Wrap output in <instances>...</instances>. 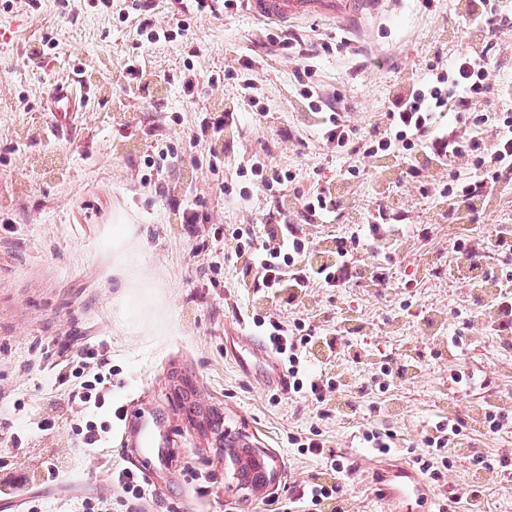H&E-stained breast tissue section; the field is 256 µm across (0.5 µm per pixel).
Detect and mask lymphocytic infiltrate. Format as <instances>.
Here are the masks:
<instances>
[{"instance_id": "1", "label": "lymphocytic infiltrate", "mask_w": 512, "mask_h": 512, "mask_svg": "<svg viewBox=\"0 0 512 512\" xmlns=\"http://www.w3.org/2000/svg\"><path fill=\"white\" fill-rule=\"evenodd\" d=\"M119 18L124 23L134 22L137 31L147 37L146 48L133 50L122 69L124 85L136 86L148 72V50L173 42L179 33L186 31L187 25L178 13L172 15L166 25L157 24L152 19L149 0H132L120 10ZM278 46L285 53L301 56L304 62L302 96L319 118L316 126L319 140L334 147L337 153L352 159L373 158L385 152L406 160V176L417 178L422 171L409 163L408 158L430 151L434 162L449 170L448 192L469 202L488 197L500 183L512 179V114L479 113L473 108L475 99L493 89L490 82L493 59L488 49L475 48L451 60L446 59L444 53H436L426 78L407 92L397 94L380 122L364 130L352 125L349 107L342 97L325 94L313 80V59L323 53H351L349 41L332 35L307 41L294 35L279 40ZM234 74L239 86L236 101L224 111L206 117L187 135L189 148L206 146L208 168L214 173L219 172L221 166L220 143L228 132L242 129L241 112H252L259 120L267 116L257 95L255 57L241 55ZM450 106L456 112L454 126L436 130L437 114ZM460 157L470 160V170L464 177L451 169L452 162ZM239 175L246 180V187L236 189L228 184L219 187L221 194L232 202L247 200L253 189L266 195L269 202H278L288 184L296 179L291 170L257 158L241 160ZM295 204L303 214V224L289 222L287 214L283 213L279 216V229L273 234L257 235L250 226L234 228L228 234L218 226L202 236L199 249L206 253L214 269L228 267L252 273V286L256 291L272 297L285 292L296 299L306 295L315 284L322 288H343L353 281L358 274L353 251L361 239L380 234L395 241L400 238L398 227L384 228L375 221H366L358 226L349 243L339 244L333 258L313 272L304 262L311 240L303 226L322 222L339 210L340 200L330 182L318 179L311 191L296 197ZM228 235L235 241L229 250L223 247ZM252 323L257 332L267 336L273 353L287 367L290 390L316 402H325L327 391L336 390V383L310 376L305 369L307 353L317 340L316 326L300 318L288 321L260 314L253 315ZM81 364L94 368L95 374L72 389L69 399L82 413L73 431L80 436L86 451L91 452L111 430L110 422L103 420L102 415L112 410V368L106 358L92 348L83 350ZM460 431V426L453 422L436 424L434 434L425 439V452L413 457V465L431 482L441 479L443 469L448 466L443 450L450 438L458 436ZM291 443L301 454L325 457L326 476L293 487L288 495L289 512H345L346 489L337 476L351 472L347 458L325 453V440L311 434L292 436Z\"/></svg>"}]
</instances>
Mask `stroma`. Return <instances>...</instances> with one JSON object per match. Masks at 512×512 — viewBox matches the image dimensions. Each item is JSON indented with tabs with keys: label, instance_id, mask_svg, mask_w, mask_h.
Here are the masks:
<instances>
[{
	"label": "stroma",
	"instance_id": "obj_1",
	"mask_svg": "<svg viewBox=\"0 0 512 512\" xmlns=\"http://www.w3.org/2000/svg\"><path fill=\"white\" fill-rule=\"evenodd\" d=\"M121 5L114 0L106 11L77 0L65 15L57 0H41L37 10L0 0V479L27 474L15 496L18 512L33 499L45 512H67L74 500L113 496L111 470L134 466L129 425L143 416L157 421L172 450L154 466L159 486L145 512H283L289 488L323 469L319 458L288 445L291 433L314 423L331 450L347 453L356 466L348 478V512H389L377 496L376 465L407 461L437 421L455 418L464 428L447 447L451 465L431 486L428 503H410L408 512H437L450 490L462 495L456 512H512V480L497 469L499 458L512 454V425L493 433L470 418L474 409L489 410V398L512 402V333L491 330L488 300L447 273L456 262L449 198L422 192L399 167L382 170L376 158L361 161L359 177L346 176L347 161L329 156L312 127L295 77L300 60L268 46L275 34L350 40L356 54L320 56L315 79L325 93L343 96L352 123L365 128L379 122L396 91L424 78L437 48L452 56L472 45L458 23L470 0H435L429 9L421 0H387L357 32L316 18L269 25L241 8L220 19L191 16L189 31L152 57L153 68L176 72L188 61L184 43L199 46L190 60L199 92L191 98L177 83L151 76L135 90L124 89V61L142 37L120 23ZM46 36L57 47L41 58ZM258 46L264 49L257 69L266 120L244 116L246 140L226 135L220 174L210 173L193 149L162 177L148 179L155 141L184 143L189 128L235 100L228 73L241 53ZM75 75L90 88L78 131L69 139L47 138L46 85ZM218 75L222 83L211 85ZM290 130L295 139H286ZM265 148L269 162L298 174L301 189L310 188L306 176L320 168L345 200L335 221L307 226L313 245L350 238L366 209L388 193L399 202L388 215L403 219L404 237L388 252L379 243L359 248V274L349 287H314L294 302L217 281L170 198L184 193L198 200L214 224L260 223L268 210L263 198L230 203L216 183L236 182L242 154ZM497 196L494 211L465 215L472 244L512 230V186ZM427 260L440 275L420 277ZM428 309L447 317L435 336L421 329ZM256 312L318 326L311 367L340 382L354 414L338 413L331 401L324 406L329 418L318 419L322 406L278 390L265 361L247 348L239 350L243 363L226 356V337L251 330ZM85 348L108 358L112 405L122 411L96 456L70 428L76 414L68 402L76 384L71 370ZM412 362L419 372L405 375ZM470 372L484 383L476 396L452 380ZM217 416L249 437L267 461L263 487L234 477L223 443L208 426ZM46 419L53 422L47 430L41 427ZM367 423L395 430L398 448L386 456L359 446L355 435ZM477 456L490 466L481 483ZM47 459L56 465L50 478L42 468ZM191 467L210 476L209 488L191 483ZM475 483L482 495L474 501L464 492Z\"/></svg>",
	"mask_w": 512,
	"mask_h": 512
}]
</instances>
